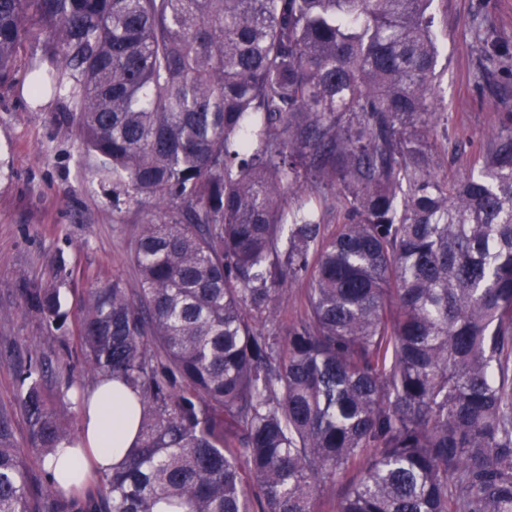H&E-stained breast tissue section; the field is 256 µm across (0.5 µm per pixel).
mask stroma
<instances>
[{
	"label": "stroma",
	"mask_w": 512,
	"mask_h": 512,
	"mask_svg": "<svg viewBox=\"0 0 512 512\" xmlns=\"http://www.w3.org/2000/svg\"><path fill=\"white\" fill-rule=\"evenodd\" d=\"M448 39L441 62L448 101V139L436 142L439 164L457 176L468 173L469 156L495 130L499 112L512 111V78L493 69L479 76L483 46L472 29L490 24L512 46V0H447ZM37 42L17 56L16 79L0 88V410L25 442L26 415L17 400L16 373L29 353L71 354L69 377L51 391L67 405L66 420L80 431L76 403L95 378L81 366L76 337H62L24 311L22 290L57 283L65 309L77 311L90 291L112 279L138 288L129 247L145 219L132 207L115 208L81 164L79 139L52 97L32 99L28 63Z\"/></svg>",
	"instance_id": "35a3bbf8"
}]
</instances>
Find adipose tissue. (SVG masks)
<instances>
[{
    "instance_id": "obj_1",
    "label": "adipose tissue",
    "mask_w": 512,
    "mask_h": 512,
    "mask_svg": "<svg viewBox=\"0 0 512 512\" xmlns=\"http://www.w3.org/2000/svg\"><path fill=\"white\" fill-rule=\"evenodd\" d=\"M139 405L135 392L118 380L100 382L92 390L83 413L77 444L58 451L49 462L63 487L80 485L75 464L83 468L111 469L125 458L135 440Z\"/></svg>"
}]
</instances>
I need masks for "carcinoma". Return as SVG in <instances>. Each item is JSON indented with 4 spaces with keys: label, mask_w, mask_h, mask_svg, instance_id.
I'll list each match as a JSON object with an SVG mask.
<instances>
[{
    "label": "carcinoma",
    "mask_w": 512,
    "mask_h": 512,
    "mask_svg": "<svg viewBox=\"0 0 512 512\" xmlns=\"http://www.w3.org/2000/svg\"><path fill=\"white\" fill-rule=\"evenodd\" d=\"M442 6L0 0V86L41 41L31 97L149 215L140 288L76 316L90 372L138 395V444L82 495L33 482L29 453L77 440L63 363L34 353L25 445L0 411V512H512V112L468 177L435 163ZM23 293L65 326L58 288Z\"/></svg>",
    "instance_id": "obj_1"
}]
</instances>
